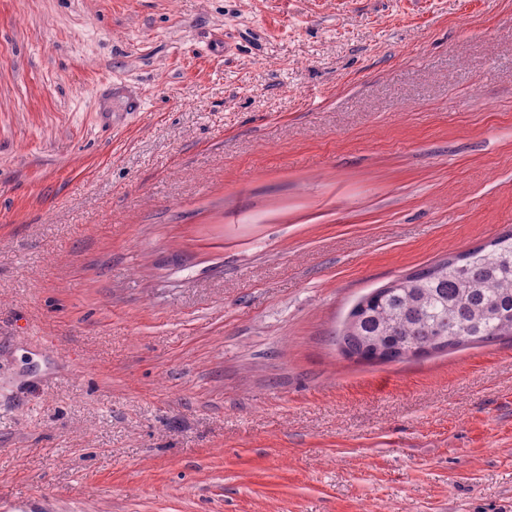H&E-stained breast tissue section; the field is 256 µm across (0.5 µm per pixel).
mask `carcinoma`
<instances>
[{"instance_id": "cac0c4a2", "label": "carcinoma", "mask_w": 512, "mask_h": 512, "mask_svg": "<svg viewBox=\"0 0 512 512\" xmlns=\"http://www.w3.org/2000/svg\"><path fill=\"white\" fill-rule=\"evenodd\" d=\"M503 336L512 337V231L364 296L341 343L351 356L395 362Z\"/></svg>"}]
</instances>
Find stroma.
Wrapping results in <instances>:
<instances>
[{
  "instance_id": "1",
  "label": "stroma",
  "mask_w": 512,
  "mask_h": 512,
  "mask_svg": "<svg viewBox=\"0 0 512 512\" xmlns=\"http://www.w3.org/2000/svg\"><path fill=\"white\" fill-rule=\"evenodd\" d=\"M512 231V0H0V512H512V338L365 295Z\"/></svg>"
}]
</instances>
